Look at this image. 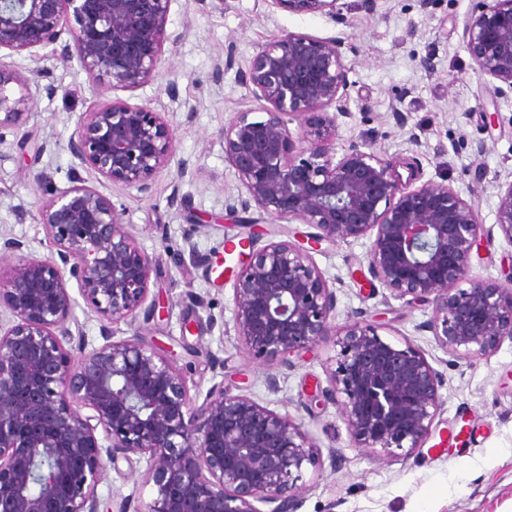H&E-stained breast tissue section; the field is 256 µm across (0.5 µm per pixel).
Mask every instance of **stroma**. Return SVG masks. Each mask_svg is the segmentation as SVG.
Listing matches in <instances>:
<instances>
[{"instance_id": "obj_1", "label": "stroma", "mask_w": 512, "mask_h": 512, "mask_svg": "<svg viewBox=\"0 0 512 512\" xmlns=\"http://www.w3.org/2000/svg\"><path fill=\"white\" fill-rule=\"evenodd\" d=\"M475 0H345L347 30L358 51L349 55L353 83L347 115L338 118L337 150L356 145L412 167L418 183L448 181L460 195L473 182L483 190L474 200L484 226H492L498 186L512 180V97H499L481 80L462 46L464 24ZM339 25L319 14L269 9L264 0H173L168 42L158 78L133 91L113 90L109 77L90 81L76 61L53 48L0 51L5 61L32 67L40 85L57 86L55 96L34 94L21 132L0 135V237L25 241L23 256L0 261L9 276L22 257L49 253L38 211L44 196L36 181L52 174L58 189L70 185L73 163L67 144L79 113L121 98L147 105L169 120L175 136L169 165L149 192L82 169L86 185L112 200L137 245L152 259L150 292L164 310L142 325L144 337L175 351L191 392L224 382L304 425L321 452L342 454L337 467L304 466L299 512H512V340L492 354L475 353L449 364L446 351L426 324L428 305L397 299L368 268L371 240L322 243L315 265L336 293L334 323L381 326L382 336L408 339L441 372V412L430 443L409 455L378 458L353 447L336 405L315 401L316 385L327 382L337 350L324 342L296 360L293 368L256 360L242 348L233 328L232 286L210 278L226 234L238 233L228 207L240 184L224 158L222 131L236 113L261 114L265 103L241 82L261 45L273 35L296 32L329 39ZM431 57L433 70L419 61ZM176 83L170 96L168 83ZM498 106L503 120L483 123L485 108ZM27 144H20V137ZM484 140L486 149L473 146ZM188 162L190 176L178 175ZM185 206L169 203L172 193ZM194 249L196 262L178 264L175 252ZM471 276L499 281L512 277V245L500 234L483 235L471 260ZM277 388H270L269 377ZM144 460H118L98 487L102 501L152 497L142 481Z\"/></svg>"}]
</instances>
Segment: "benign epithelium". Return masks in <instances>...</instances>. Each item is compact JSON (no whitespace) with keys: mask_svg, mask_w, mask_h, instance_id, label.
<instances>
[{"mask_svg":"<svg viewBox=\"0 0 512 512\" xmlns=\"http://www.w3.org/2000/svg\"><path fill=\"white\" fill-rule=\"evenodd\" d=\"M292 13L321 14L345 25L340 0H264ZM172 0H0V50L60 48L89 79L112 78L135 90L158 73ZM463 48L482 79L512 93V0H480L463 30ZM351 37L319 39L282 32L241 74L268 103L264 116L239 112L224 125V158L246 197L272 218L298 220L303 240L248 244L233 283L234 330L256 359L288 368L331 336L339 353L316 396L335 402L356 448L376 456L425 444L441 410L442 376L408 340L391 342L379 326L332 324L336 294L311 251L324 241L372 238L374 278L397 299L432 307L426 324L453 365L512 339V279L470 277L483 224L474 204L445 182L415 185L397 162L354 146L336 155V120L351 98L346 53ZM26 68L0 60V128L26 121ZM323 109V115L313 111ZM334 110V114L327 110ZM307 117L300 131L287 116ZM68 149L77 164L59 190L44 172L39 209L50 255L29 257L6 280L0 303V512H100L98 486L109 464L145 459V503L124 497L118 512H298L303 465L321 464L301 424L224 382L190 396L171 351L146 340L154 319L151 258L134 243L112 201L85 185L86 167L116 183L149 189L174 153L160 113L127 101L81 112ZM496 211L512 245V181L499 185ZM468 281L469 287L457 284ZM77 284L105 318L103 343L72 332ZM124 323L131 334L116 338Z\"/></svg>","mask_w":512,"mask_h":512,"instance_id":"obj_1","label":"benign epithelium"}]
</instances>
